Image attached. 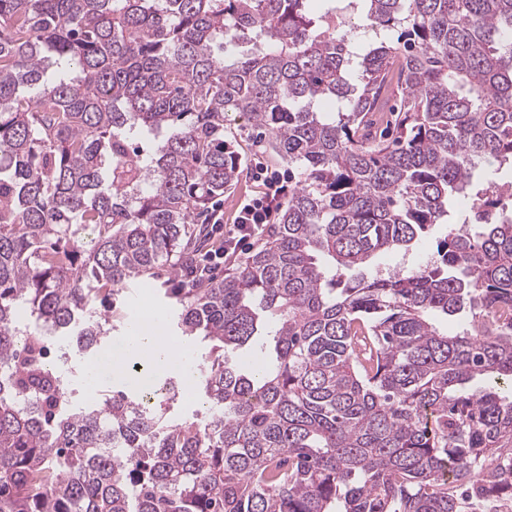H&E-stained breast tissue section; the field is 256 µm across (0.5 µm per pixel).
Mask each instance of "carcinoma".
Instances as JSON below:
<instances>
[{"label": "carcinoma", "mask_w": 512, "mask_h": 512, "mask_svg": "<svg viewBox=\"0 0 512 512\" xmlns=\"http://www.w3.org/2000/svg\"><path fill=\"white\" fill-rule=\"evenodd\" d=\"M312 2L0 0V512L512 498V181L484 173L512 167V0ZM230 112L293 183L224 279L159 285L171 332L212 344L194 384L73 405L42 326L95 359L110 299L193 261L194 224L244 172ZM436 224L425 264L373 267ZM436 313L467 322L449 335ZM260 336L269 362L243 363ZM187 386L207 412L175 421Z\"/></svg>", "instance_id": "cac0c4a2"}]
</instances>
